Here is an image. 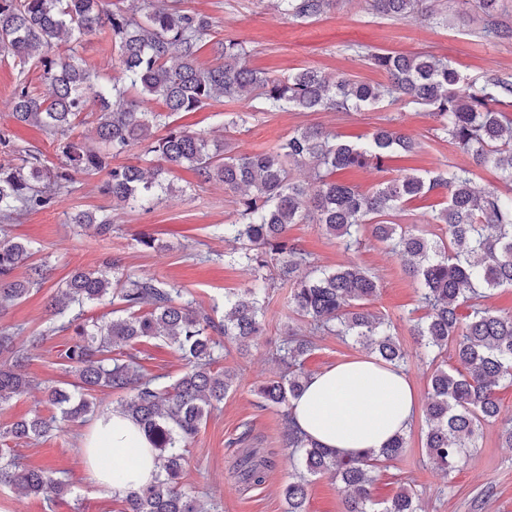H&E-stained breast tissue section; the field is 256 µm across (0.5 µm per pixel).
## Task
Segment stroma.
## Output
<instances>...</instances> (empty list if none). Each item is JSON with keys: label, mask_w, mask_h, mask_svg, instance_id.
<instances>
[{"label": "stroma", "mask_w": 512, "mask_h": 512, "mask_svg": "<svg viewBox=\"0 0 512 512\" xmlns=\"http://www.w3.org/2000/svg\"><path fill=\"white\" fill-rule=\"evenodd\" d=\"M274 3L180 0L182 10L204 13L213 19L211 30L200 43L199 63H214L217 42L233 39L248 48L252 66L279 77L311 67L331 76L381 83L384 74L368 61L369 54L379 51L435 56L448 61L469 82L491 75L512 77V39L484 37L482 18L460 0H437L435 13L428 20L375 15L365 0H342L336 10L303 21L282 14ZM79 53L88 69L106 78L118 74L108 28L82 35ZM22 81L33 92L43 89L39 68L0 56V131L9 134L14 148L41 155L47 164H58L55 136L18 123L11 116L14 90ZM241 109V103L220 99L198 111L176 116L175 122L210 137L226 134L237 154L270 150L305 125L353 143L367 141L381 126L412 138L416 151L396 153L383 171L367 168L339 172L340 180L364 192L411 171L423 174L470 163L448 138L437 135L436 122L427 108L404 99L387 98L357 112L256 109L245 124L224 131L225 113ZM163 178L172 184V193L151 209L129 211L113 206L111 197L101 193L104 174L80 175L73 193L62 197L54 208L25 213L6 226L7 238L33 242L31 260L45 264L49 276L26 299L0 314V326L14 333L16 345L30 348L32 361L27 371L34 380L27 392L0 407L1 429L36 410L47 417L56 414V407L43 392L44 383L77 380L74 369L60 357L72 333L51 329L47 310L51 297L72 270H98L105 260L115 259L125 272L152 276L186 290L196 306L206 310L223 305L226 295L251 284L253 275L246 260L240 258L234 243L224 238L225 225L238 218L233 196L222 185L199 183L186 169L171 170ZM80 211L109 215L111 234L101 237L90 228L71 224V216ZM142 235L156 238L158 248L139 245L137 239ZM288 237L319 267L333 268L353 261L377 276L379 292L370 308L397 325L410 355L405 371L419 400H426L432 367L416 357L417 344L406 321L408 312L419 306V285L406 272L400 257L369 237L360 248L345 250L339 240L327 236L315 224L290 225ZM260 300L266 309L261 336L247 353L234 348L225 352L219 365L234 371L236 382L187 444L183 488L213 506L215 512H284L282 489L295 471L293 461L281 451V411L264 406L256 390L274 375L271 356L284 333L291 327L302 328L303 323L280 279L270 280ZM314 342L315 348L304 364L312 373L364 355L362 349L331 335L315 336ZM127 351L137 356L144 373L159 377L163 384L174 383L183 372L180 354L162 340L137 342ZM424 425L423 414H416L406 432L404 454L378 469L371 488L373 500L384 502L407 483L421 493L426 512H512V448L503 446L499 422L483 424L477 448L448 477L425 454L421 443ZM90 428L87 421L62 422L46 437L8 441L11 455L25 465L59 471L69 484V492L63 500L50 504L0 488V512H123L122 498L100 489L88 471L82 440ZM246 448L273 456L276 461L263 485L245 486L233 474L234 462Z\"/></svg>", "instance_id": "stroma-1"}]
</instances>
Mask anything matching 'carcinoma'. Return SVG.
Wrapping results in <instances>:
<instances>
[{
  "instance_id": "carcinoma-1",
  "label": "carcinoma",
  "mask_w": 512,
  "mask_h": 512,
  "mask_svg": "<svg viewBox=\"0 0 512 512\" xmlns=\"http://www.w3.org/2000/svg\"><path fill=\"white\" fill-rule=\"evenodd\" d=\"M340 2L278 0L277 7L296 19H308ZM367 2L376 15L433 16L428 0ZM462 2L475 3L483 15L484 35H503L497 23L502 0ZM103 26L112 31L120 69L119 76L106 81L77 57L80 36ZM212 26L209 16L181 10L178 0H142L132 13L108 10L103 0H0V52L40 68L44 85L35 94L20 83L13 116L59 136L60 156L53 167L30 153L15 163H0V219L13 221L50 208L70 191L76 175L102 171L107 175L103 192L113 204L143 209L171 190L158 175L186 167L200 183L221 184L235 196L240 222L224 225V234L240 243L241 257L255 275L254 284L224 297V318L217 321L194 307L183 290L153 277L126 275L115 260L103 270L74 272L48 311L54 318H67L64 328L73 329L72 342L60 358L77 368V392L46 386L47 399L60 417L36 412L0 429V440L40 438L59 420L103 417L108 409L92 392H124L121 411L142 428L160 467L154 483L127 493L124 512H211L180 485L183 449L236 380L232 371L213 368L223 348L214 335L243 351L262 332L265 309L258 294L264 271L272 268L288 283L295 311L315 332L358 345L384 364L400 368L408 362L394 322L368 310L378 292L377 277L356 263L314 271L308 255L289 243V225L317 224L347 250L359 248L367 233L388 244L420 285L426 313L407 317L420 354L433 361L451 344L458 363L431 373L424 448L439 469L456 471L469 449L477 447L482 424L499 418L498 391L512 385V313L484 305L493 290L512 288V195L473 188V168L486 166L495 168L512 188V81L490 76L478 85L468 83L446 61L391 52L369 55L370 64L386 76L381 84L333 78L314 68L275 78L252 67L249 51L237 40L225 41L216 62L205 66L198 63L197 52ZM62 43L66 51L56 52ZM386 97L431 108L439 130L470 158L471 166H451L426 176L404 174L365 193L337 180L336 172L370 165L379 170L396 151L415 149L409 137L379 128L368 142L354 144L303 126L268 151L236 155L224 137L209 138L169 122L175 113L195 112L220 98L245 105L259 99L264 112H349ZM150 101L162 109L144 108ZM91 104L96 106L95 147L68 135ZM160 126L167 128L162 137L155 135ZM133 149L148 166L112 165V157ZM291 166L308 169L309 180L293 179ZM434 190L447 191L448 202L428 223L448 226V235L392 221L406 205ZM71 223L92 227L99 236L112 231L103 214L78 213ZM30 256L28 245L0 241V312L46 279L41 265L30 266L24 281L13 278L15 268ZM89 303H116L126 316L88 324L80 321V314L70 315ZM147 338L164 341L186 360L175 383L158 384L120 351ZM313 349L312 340L294 332L283 340L275 353L282 372L258 391L264 405L286 410L299 397L310 377L304 361ZM4 354L10 364L0 365L1 406L31 386L22 373L29 351L16 347L13 334L0 329V356ZM406 447V438L398 435L378 453L340 458L288 426L283 451L297 458L302 472L283 491L286 512H306L308 477L324 475L340 482L344 512H423L418 494L406 487L379 508L371 498L376 462L396 460ZM272 467L270 458L245 453L236 461L235 474L249 487L261 486ZM0 487L47 500L68 492L57 472L8 459L3 448Z\"/></svg>"
}]
</instances>
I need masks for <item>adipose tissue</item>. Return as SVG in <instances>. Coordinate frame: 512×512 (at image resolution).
I'll use <instances>...</instances> for the list:
<instances>
[{
	"mask_svg": "<svg viewBox=\"0 0 512 512\" xmlns=\"http://www.w3.org/2000/svg\"><path fill=\"white\" fill-rule=\"evenodd\" d=\"M417 411L410 378L363 357L312 374L292 416L309 439L343 456L379 450L409 427ZM112 450V466L97 460L101 445ZM95 482L116 496L156 478V452L134 421L115 411L96 420L83 450Z\"/></svg>",
	"mask_w": 512,
	"mask_h": 512,
	"instance_id": "adipose-tissue-1",
	"label": "adipose tissue"
}]
</instances>
